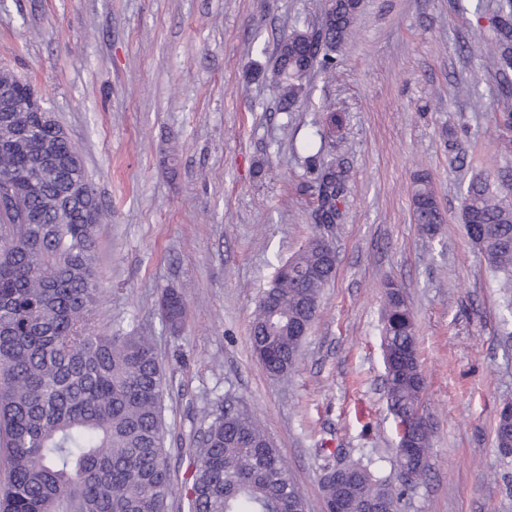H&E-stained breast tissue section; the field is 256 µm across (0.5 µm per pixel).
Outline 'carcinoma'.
Here are the masks:
<instances>
[{"label":"carcinoma","mask_w":512,"mask_h":512,"mask_svg":"<svg viewBox=\"0 0 512 512\" xmlns=\"http://www.w3.org/2000/svg\"><path fill=\"white\" fill-rule=\"evenodd\" d=\"M361 0H330L316 21L279 40L262 79L288 112L309 93L318 70L329 79L332 53L353 34ZM489 23L496 41L474 44L499 79L494 120L512 150V0ZM303 149L316 186L315 220L335 224L349 191L344 159L325 152L327 131ZM0 512H303L304 502L279 452L255 419L227 408L201 431L183 486L174 482L164 445L166 378L149 336L96 323L99 204L87 187L77 146L49 112H0ZM84 200L69 203L74 183ZM414 223L425 235L443 223L431 181L416 179ZM464 229L503 290L512 311V199L474 176L462 196ZM336 274V251L320 233L275 269L251 326L253 352L271 376L298 365L303 335ZM163 307L181 333L186 304L168 289ZM382 348L405 354L385 367L390 405L404 420L419 415L424 379L413 316L394 283L386 285ZM400 458L409 485L426 474L430 432ZM326 512H400L404 490L372 464L357 461L323 480Z\"/></svg>","instance_id":"obj_1"}]
</instances>
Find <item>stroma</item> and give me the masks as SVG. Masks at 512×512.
<instances>
[{"label": "stroma", "instance_id": "stroma-1", "mask_svg": "<svg viewBox=\"0 0 512 512\" xmlns=\"http://www.w3.org/2000/svg\"><path fill=\"white\" fill-rule=\"evenodd\" d=\"M497 4L364 0L335 79L311 75L309 100L286 113L250 73L325 0H0V69L29 82L78 146L102 211L99 324L154 340L178 476L230 405L264 428L306 512H324L326 448L401 486L381 349L392 282L414 316L431 432L427 477L402 512H512V454L495 441L512 336L459 194L474 172L512 176L492 118L498 78L468 51L494 40ZM327 102L344 117L351 190L327 230L336 276L281 380L252 351L251 318L277 262L315 226L302 147L327 126ZM450 137L466 156L455 171ZM421 174L444 216L432 239L412 218ZM169 288L187 306L177 335L160 306Z\"/></svg>", "mask_w": 512, "mask_h": 512}]
</instances>
